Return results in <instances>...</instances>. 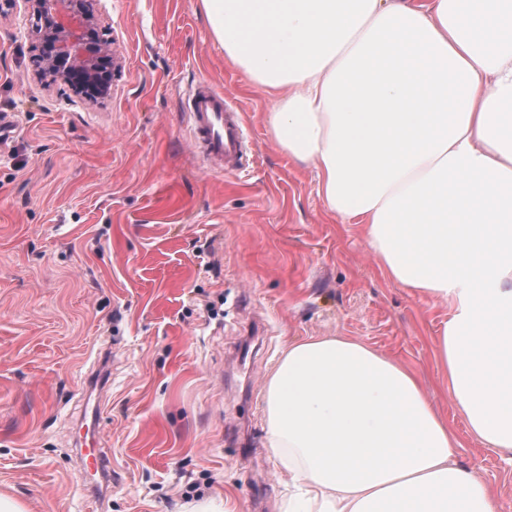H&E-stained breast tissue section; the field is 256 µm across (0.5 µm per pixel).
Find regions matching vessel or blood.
Returning <instances> with one entry per match:
<instances>
[{
  "label": "vessel or blood",
  "instance_id": "1",
  "mask_svg": "<svg viewBox=\"0 0 512 512\" xmlns=\"http://www.w3.org/2000/svg\"><path fill=\"white\" fill-rule=\"evenodd\" d=\"M191 140L203 148L211 163L225 172L241 171L247 160L244 116L231 106L226 95L211 84H197L191 92L189 112ZM81 453L90 461L94 473H103L107 460L96 437L82 439Z\"/></svg>",
  "mask_w": 512,
  "mask_h": 512
}]
</instances>
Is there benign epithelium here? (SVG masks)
I'll use <instances>...</instances> for the list:
<instances>
[{"label": "benign epithelium", "mask_w": 512, "mask_h": 512, "mask_svg": "<svg viewBox=\"0 0 512 512\" xmlns=\"http://www.w3.org/2000/svg\"><path fill=\"white\" fill-rule=\"evenodd\" d=\"M93 0H23L43 42L41 72L74 93L104 97L109 91L112 43L100 39Z\"/></svg>", "instance_id": "1"}]
</instances>
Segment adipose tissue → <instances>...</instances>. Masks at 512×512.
Returning <instances> with one entry per match:
<instances>
[{
    "mask_svg": "<svg viewBox=\"0 0 512 512\" xmlns=\"http://www.w3.org/2000/svg\"><path fill=\"white\" fill-rule=\"evenodd\" d=\"M275 103L277 144L385 277L446 305L438 367L469 434L512 456V0H201ZM292 512H496L418 374L346 336L265 387Z\"/></svg>",
    "mask_w": 512,
    "mask_h": 512,
    "instance_id": "ef3b65f1",
    "label": "adipose tissue"
}]
</instances>
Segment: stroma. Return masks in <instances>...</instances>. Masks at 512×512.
<instances>
[{
    "instance_id": "35a3bbf8",
    "label": "stroma",
    "mask_w": 512,
    "mask_h": 512,
    "mask_svg": "<svg viewBox=\"0 0 512 512\" xmlns=\"http://www.w3.org/2000/svg\"><path fill=\"white\" fill-rule=\"evenodd\" d=\"M125 57L109 98L39 76L21 0H0V493L27 512H288L265 385L288 344L349 336L414 368L499 512L512 461L472 438L438 368L447 306L387 280L276 143L273 101L224 60L198 0H96ZM238 103L247 166L210 169L185 93ZM100 402L98 419L85 413ZM89 427L112 463L79 466Z\"/></svg>"
}]
</instances>
